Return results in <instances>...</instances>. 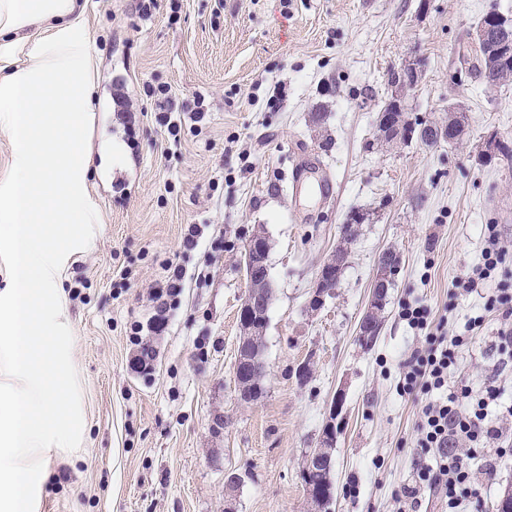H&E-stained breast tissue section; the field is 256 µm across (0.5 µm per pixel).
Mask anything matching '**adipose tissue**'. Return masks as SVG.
Listing matches in <instances>:
<instances>
[{
	"label": "adipose tissue",
	"instance_id": "1",
	"mask_svg": "<svg viewBox=\"0 0 512 512\" xmlns=\"http://www.w3.org/2000/svg\"><path fill=\"white\" fill-rule=\"evenodd\" d=\"M80 0H0V131L15 145L0 181V512H40L51 459L81 452L82 395L59 286L86 242V137L95 63Z\"/></svg>",
	"mask_w": 512,
	"mask_h": 512
}]
</instances>
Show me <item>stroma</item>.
Here are the masks:
<instances>
[{
    "label": "stroma",
    "mask_w": 512,
    "mask_h": 512,
    "mask_svg": "<svg viewBox=\"0 0 512 512\" xmlns=\"http://www.w3.org/2000/svg\"><path fill=\"white\" fill-rule=\"evenodd\" d=\"M136 0H85L96 64L95 122L87 135L88 191L98 222L61 280L73 338L74 378L85 405V452L53 460L41 512H308L301 472L317 447L336 392L338 417L330 512H448L423 488L433 463L417 431L440 392L408 394L403 365L425 345L402 318L405 304L429 311L431 326L469 335L449 387L512 391V366L484 314L497 280L466 292L454 285L480 263L488 225L512 250V160H484L490 137L512 146V85L489 91L468 71L475 28L488 12L512 15V0H160L140 18ZM421 61L408 117L441 126L448 107L466 110L469 136L387 148L375 119L389 99L391 70ZM174 99L206 97L197 131L169 145L147 85ZM324 112V130L310 122ZM317 159L336 184L330 203L292 197L299 159ZM365 217L340 282L315 314L305 302L343 224ZM199 246L183 247L189 225ZM270 239L276 287L264 335L263 397L237 400L233 379L237 310L246 289L244 247L257 227ZM400 256L375 344L357 326L368 309L380 254ZM186 277L166 329L131 342L154 313L163 266ZM484 315L481 329L466 324ZM154 353L151 374L135 359ZM309 362L299 383L295 369ZM223 428H215L216 417ZM472 454L468 512H491L512 487V459L487 474ZM242 481L224 495L230 474ZM419 490L417 501L406 489Z\"/></svg>",
    "instance_id": "35a3bbf8"
}]
</instances>
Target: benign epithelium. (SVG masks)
<instances>
[{
	"label": "benign epithelium",
	"mask_w": 512,
	"mask_h": 512,
	"mask_svg": "<svg viewBox=\"0 0 512 512\" xmlns=\"http://www.w3.org/2000/svg\"><path fill=\"white\" fill-rule=\"evenodd\" d=\"M478 44L488 48L486 54L489 66L504 63L512 57V16L495 12L483 21L476 32ZM398 81L392 84L388 107L381 111L376 119L377 137L380 141H398L406 134V128L412 126V122L406 113V100L410 93L417 87L420 79V70L414 64L403 65L395 69ZM265 238L263 227L259 226L254 231L247 243L246 253V281L247 289L241 300L238 311L240 337L237 341L233 375L237 399L244 400L248 384L245 381L249 373L266 368L260 355L253 352L245 337L251 336L261 330L260 323L267 317L268 304L260 298L261 285L268 282L267 253L261 241ZM336 265V257L329 256L321 265L316 283L306 301V309L310 313L320 311L326 303V298L334 288L336 281L328 272ZM393 272L389 269L377 274L374 281L368 311L383 303L385 290L383 285L392 282ZM342 395H337L331 408V421H329L322 434L320 447L322 450L311 452L305 460L302 477L309 481V474L324 463L331 462L330 455L323 452L325 448H333L336 443V411L342 407ZM307 498L311 505L310 512H325V503L328 492L322 488L306 485Z\"/></svg>",
	"instance_id": "7a95c632"
}]
</instances>
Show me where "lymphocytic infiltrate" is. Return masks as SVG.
Listing matches in <instances>:
<instances>
[{
  "instance_id": "lymphocytic-infiltrate-1",
  "label": "lymphocytic infiltrate",
  "mask_w": 512,
  "mask_h": 512,
  "mask_svg": "<svg viewBox=\"0 0 512 512\" xmlns=\"http://www.w3.org/2000/svg\"><path fill=\"white\" fill-rule=\"evenodd\" d=\"M149 97L157 102L158 123L164 127L173 144H180L185 122H202L206 109L202 97L190 103H175L168 86L160 84L147 89ZM507 250L501 245L497 232H490L488 245L480 266L456 280V287L474 291L479 284L492 278L506 261ZM467 343L466 337L443 335L430 337L425 349L414 353L403 371L402 390L428 393L446 389L448 370L454 364L459 349ZM503 393L497 386H488L480 397H472L468 387L450 392L445 400L426 404L422 409L419 429L422 447L435 449V468L420 472V480L436 487L448 500V512H457L461 497L472 481L470 456L460 449L461 443L494 444L498 458L512 455V441L503 436L498 425L501 414L512 415V405L503 406Z\"/></svg>"
}]
</instances>
